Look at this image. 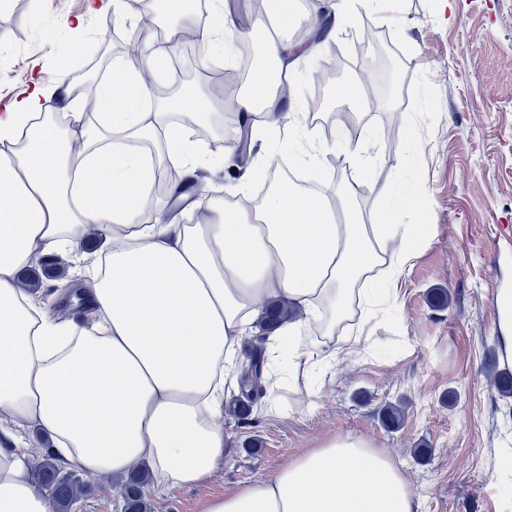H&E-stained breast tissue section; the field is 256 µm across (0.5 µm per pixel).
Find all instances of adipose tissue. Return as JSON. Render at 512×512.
Instances as JSON below:
<instances>
[{
  "instance_id": "adipose-tissue-1",
  "label": "adipose tissue",
  "mask_w": 512,
  "mask_h": 512,
  "mask_svg": "<svg viewBox=\"0 0 512 512\" xmlns=\"http://www.w3.org/2000/svg\"><path fill=\"white\" fill-rule=\"evenodd\" d=\"M203 41L211 56L235 51L225 0H212ZM295 0H270L257 26L265 55L236 98L248 132V165L227 203L205 223L183 224L156 209L148 186L167 160L197 179L206 157L178 114L205 123L211 99L187 92L158 99L147 73L158 53L118 58L99 91L94 128L69 70L53 85L32 77L0 110V512H52L32 479L27 431L47 438L58 460L96 478L146 466L164 488L202 483L224 460V405L246 360L244 343L266 302L285 299L299 315L266 344V402L284 376L277 361L326 374L358 341L337 335L354 314L370 318L395 294L398 270L424 224L394 218L412 205L405 180L387 184L382 223L367 224L351 195L309 194L287 185L259 200L251 191L287 140L297 157L327 148L315 124L283 109L281 88L316 46L283 40ZM65 95L62 117L45 102ZM81 139L82 149L71 141ZM111 248L90 252L89 231ZM68 258L82 282L88 317L62 320L22 270ZM405 475L368 442L340 436L310 449L272 478L211 497L204 512H414Z\"/></svg>"
}]
</instances>
